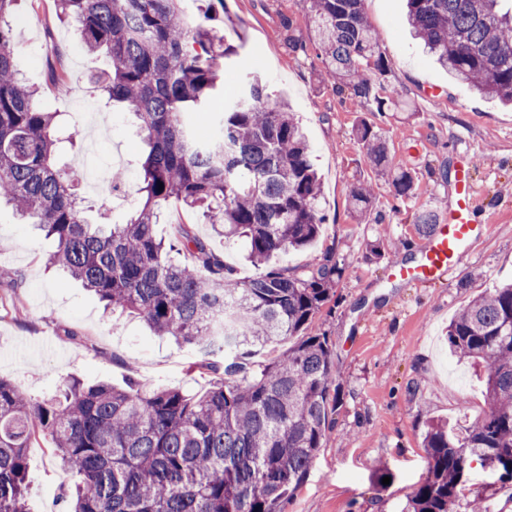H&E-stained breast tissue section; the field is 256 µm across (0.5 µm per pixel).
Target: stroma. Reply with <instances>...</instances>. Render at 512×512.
Wrapping results in <instances>:
<instances>
[{"label":"stroma","mask_w":512,"mask_h":512,"mask_svg":"<svg viewBox=\"0 0 512 512\" xmlns=\"http://www.w3.org/2000/svg\"><path fill=\"white\" fill-rule=\"evenodd\" d=\"M404 6V0H364L387 61L383 82L399 91L397 106L380 112L324 80L302 0H224V16L233 22L225 35L238 48L225 92L256 71L272 91L285 93L308 132L322 179L321 239L311 250L274 261L300 270L331 246L343 268L335 295L308 328L333 343L331 389L339 402L323 446L285 512H401L429 475L427 422L462 424L488 408L471 369L450 354L447 331L473 299L512 280V107L474 95L434 66L411 36ZM287 19L305 50H288L282 27ZM13 25L16 66L39 87L42 105L99 143L106 179L86 195L90 217L124 223L140 203L145 145L134 118L116 108L104 110L88 81L107 69L105 54L88 52L76 28L58 22L54 0H18ZM52 67L66 72L65 83L49 80ZM87 105L100 113L92 129L85 126ZM363 120L386 141L393 166L413 169L410 196L394 197L388 182L366 164L354 136ZM466 154L473 159L470 178L490 222L488 234L462 257L451 279H395V265L420 256L425 237L419 216L439 214L453 203L456 163ZM118 171L123 182L113 192L108 178ZM363 181L374 184L373 211L383 223H357L348 210L351 188ZM181 224L222 254L237 276L253 274L243 245H225L191 210L170 206L157 230L169 239ZM375 244L383 257L371 254ZM53 248L52 240L10 207H0V377L39 401L72 377L115 386L133 378L144 389L164 385L191 394L208 389L209 377L190 371L199 358L194 347L150 335L139 319H113L94 294L47 268ZM27 458L30 512H68L61 492L73 488L74 478L55 460L49 437L33 440ZM382 470L390 484L379 483ZM467 486L483 494L489 512H512V486L501 484L491 470L472 464Z\"/></svg>","instance_id":"obj_1"}]
</instances>
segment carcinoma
I'll return each instance as SVG.
<instances>
[{
    "label": "carcinoma",
    "mask_w": 512,
    "mask_h": 512,
    "mask_svg": "<svg viewBox=\"0 0 512 512\" xmlns=\"http://www.w3.org/2000/svg\"><path fill=\"white\" fill-rule=\"evenodd\" d=\"M17 0H0V204L55 241L49 262L113 312L140 318L154 334L196 346V370L214 376L190 395L72 382L61 399L34 400L0 379V512H27L26 450L50 437L61 465L80 482L71 512H283L332 427L337 399L333 344L307 325L331 299L342 269L333 249L303 271L270 265L320 237L322 191L308 138L288 105L255 76L203 138L224 60V0H202L190 20L184 0H55L57 17L79 31L109 70L95 83L108 104L139 121L147 148L141 207L124 224H92L68 176L55 167L74 145L75 126L42 108L19 77L13 29ZM324 75L339 90L383 112L398 97L371 77L387 63L364 0H303ZM408 24L436 63L482 96L512 103V9L503 0H406ZM356 138L368 164L396 197L410 195L413 171L391 166L375 127ZM176 201L212 224L224 243H243L257 273L239 279L188 226L155 236ZM352 213L373 210L371 186H353ZM181 251L189 264L171 261ZM223 340L224 363L211 359ZM292 344L264 362L253 348ZM458 359L485 369L489 410L462 431L443 422L424 436L430 476L404 512H486L467 499L472 460L495 457L512 482V283L465 306L448 325Z\"/></svg>",
    "instance_id": "1"
}]
</instances>
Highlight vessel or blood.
Instances as JSON below:
<instances>
[{"instance_id":"obj_1","label":"vessel or blood","mask_w":512,"mask_h":512,"mask_svg":"<svg viewBox=\"0 0 512 512\" xmlns=\"http://www.w3.org/2000/svg\"><path fill=\"white\" fill-rule=\"evenodd\" d=\"M469 160H462L457 170V200L454 207L445 212V217L431 236L419 260L398 266L399 278L426 283L452 274L457 261L474 239L488 230L475 203L474 188L469 180Z\"/></svg>"}]
</instances>
